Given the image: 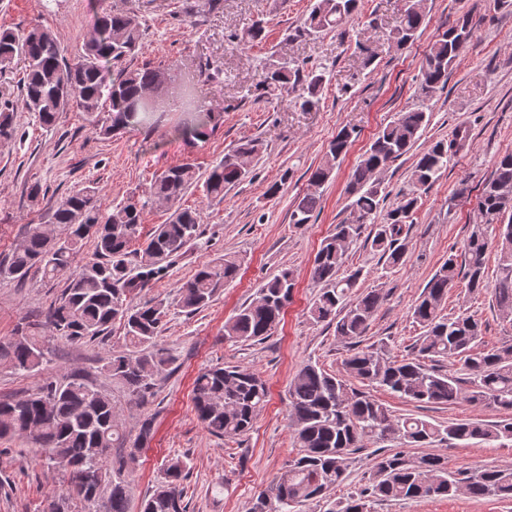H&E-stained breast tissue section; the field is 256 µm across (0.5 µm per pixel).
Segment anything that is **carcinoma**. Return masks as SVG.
<instances>
[{
    "mask_svg": "<svg viewBox=\"0 0 512 512\" xmlns=\"http://www.w3.org/2000/svg\"><path fill=\"white\" fill-rule=\"evenodd\" d=\"M358 0H315L296 29L299 37H317L354 19ZM425 22L422 0H406L388 41L403 49L420 35ZM468 16L444 31L432 43L422 61L417 93L421 100L432 98L448 83L461 50L471 38ZM265 38L262 20L244 29L238 40L244 44ZM142 46V32L130 10L104 12L95 33L85 39L77 62L67 61L60 41L51 30L35 25L22 32L0 29V69L15 58L24 64L20 79V102L34 113L46 129L53 128L59 115L71 106L80 108L95 124L99 135L110 138L126 129L151 130L156 114L179 111L186 114L174 134L187 145L214 132L224 110L202 108L192 84L177 81L165 68L124 67ZM324 70H304L293 60L269 64L258 86L265 98L284 87L294 93L292 103L305 112L318 110L322 100ZM14 105L0 103V141L16 137ZM107 118H100L101 113ZM431 113L410 108L397 114L374 137L353 170L347 193V216L326 237L313 260L312 279L321 285L309 308L315 323H326L336 336L353 340L364 336L382 296L377 290L355 291L362 269H347L350 248L366 236L365 244L380 255L389 268L404 264L407 253L408 219L419 207L421 194L448 167L452 152L469 145L470 128L456 126L448 141L438 140L424 149L414 163L409 189L398 196L395 206L382 211L380 175L409 153L430 124ZM354 129L343 126L329 143L325 161L308 177V189L293 205L291 221L309 224L321 208L320 188L330 179L336 161L353 142ZM262 143L248 138L213 164L204 177L189 164L173 166L155 178L151 197L176 203L191 187L202 185L210 200L224 199V192L243 181L250 162L259 159ZM101 189L88 184L61 198L52 213V223L64 224L69 233L55 239L39 226L27 233L24 244L13 251L0 276L23 279L36 268L44 277L62 278L65 288L48 316L55 334L70 341H91L123 327L133 351H114L105 365L106 373L126 387L139 401L153 392L154 377L171 361L157 347L169 306L163 302L131 305L129 298L147 282L164 275L163 262L180 255L199 236V212L176 208L148 240L145 253L152 264L133 268L127 256L141 224L142 208L127 202L105 213L98 204ZM476 208L483 223L473 225L464 245L463 259L454 254L434 272L412 308V318L423 334L412 355L390 359L380 350H357L344 361L346 373L414 403L494 406L512 409V345L481 347L482 323L472 316L449 318L441 306L458 279L470 292L487 288L486 256L496 250L497 277L491 290L498 311L512 321V152L500 155L494 172L477 197ZM89 235L95 238V257L79 269L72 267L74 254ZM242 259L224 255L213 264H202L178 290V307L194 313L207 307L218 290L232 283ZM295 279L284 269L258 288L255 298L237 309L224 324V338L232 342L261 341L281 321ZM21 328L20 338L0 343V364L16 373H31L44 361L39 339ZM445 361L460 364L466 383L451 370L439 369ZM194 407L198 419L213 436L233 439L252 426L267 400L260 376L238 365L216 366L200 371L194 382ZM290 420L302 455L276 477L271 495H260L249 512H302L342 482L349 466L351 449L364 447L370 438L398 440L422 447L443 438L479 439L491 445L512 439V418L488 425L461 420L442 427L410 416H394L381 402L351 386L349 380L330 374L311 363L305 364L290 384ZM22 436L41 448L47 464L68 476L72 492L92 509L105 492L109 512H127L128 485L122 473L134 465L154 435V421H142L135 438L126 435L112 400L84 378L49 381L37 392L0 402V437ZM111 448L126 453L109 461ZM183 465L171 462L141 512H187L184 500ZM473 498L498 497L512 500V469H483L469 475L448 470L441 457L423 454L407 459L396 452L379 458L376 479L358 496L349 499L339 512H368L370 498L384 501L447 497L460 489Z\"/></svg>",
    "mask_w": 512,
    "mask_h": 512,
    "instance_id": "cac0c4a2",
    "label": "carcinoma"
}]
</instances>
